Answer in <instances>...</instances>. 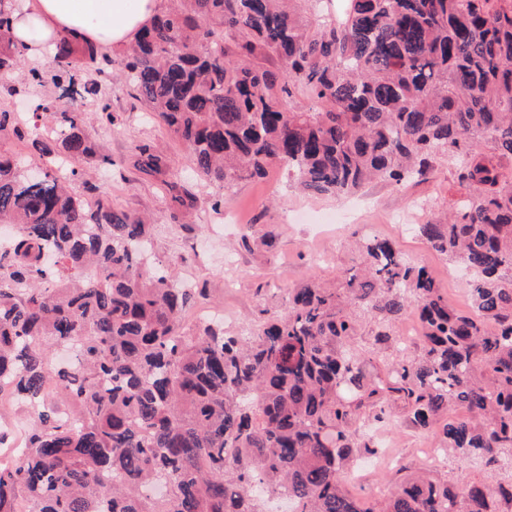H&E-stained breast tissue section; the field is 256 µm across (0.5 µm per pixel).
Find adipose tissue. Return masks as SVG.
Wrapping results in <instances>:
<instances>
[{"mask_svg": "<svg viewBox=\"0 0 512 512\" xmlns=\"http://www.w3.org/2000/svg\"><path fill=\"white\" fill-rule=\"evenodd\" d=\"M162 6L163 0H24L11 36L33 55L69 34L109 54L132 44Z\"/></svg>", "mask_w": 512, "mask_h": 512, "instance_id": "1", "label": "adipose tissue"}]
</instances>
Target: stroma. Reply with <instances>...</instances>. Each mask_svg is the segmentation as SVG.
<instances>
[{"instance_id": "obj_1", "label": "stroma", "mask_w": 512, "mask_h": 512, "mask_svg": "<svg viewBox=\"0 0 512 512\" xmlns=\"http://www.w3.org/2000/svg\"><path fill=\"white\" fill-rule=\"evenodd\" d=\"M110 86L118 122L103 127L91 117L86 126L114 161L113 168L100 170V189L125 209L154 215L155 258L170 264L180 281L206 289L207 304L224 312L225 334L247 335L263 321L265 311L287 312L293 288L312 280L335 283L338 270L356 265V243L368 234L394 239L406 258L433 274L449 303L468 308L465 271L411 229L415 223L445 220L451 200L461 193L447 162L436 163L425 180L402 186L375 180L342 199L298 190L280 165L272 166L264 178L229 188L202 182L192 223L179 226L168 219L162 190L142 180L125 159L134 141L150 140L165 147L175 169L184 173L189 169L186 153L129 96L120 75H113ZM217 200L222 206L216 211L212 204ZM224 254L235 259L232 270L221 264ZM386 431L397 449L395 462L348 481L353 495L388 496L396 471L403 467L427 470L435 480L451 484L512 478L508 464L491 472L481 462L455 455L443 463L429 462L419 448V433L404 426L401 408L392 409Z\"/></svg>"}]
</instances>
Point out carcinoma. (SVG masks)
<instances>
[{
  "instance_id": "obj_1",
  "label": "carcinoma",
  "mask_w": 512,
  "mask_h": 512,
  "mask_svg": "<svg viewBox=\"0 0 512 512\" xmlns=\"http://www.w3.org/2000/svg\"><path fill=\"white\" fill-rule=\"evenodd\" d=\"M346 2L343 16L309 22L301 11L320 0H167L122 54L65 36L46 73L11 38L18 0H0V74L17 78L7 95L50 83L78 103L47 96L27 118L0 106V139L37 153L0 151V226L15 228L0 250V380L34 414L16 462L0 463V512H16L19 498L28 512H263L257 482L286 494L293 512L512 505V479L406 475L369 505L344 486L378 452L361 420L383 423L395 403L462 457L495 465L512 451V8ZM115 71L195 175L226 187L283 163L303 190L340 197L447 160L467 193L446 221L416 231L470 272V310L448 306L427 268L372 235L338 287L296 289L288 312L252 335L226 336L214 321L185 330L181 314L206 289L144 263L150 219L93 181L113 161L81 106L115 124L103 84ZM297 94L311 105L288 107ZM131 162L164 190L170 221L188 223L196 187L168 152L141 141ZM413 307L420 353L390 362L395 326ZM75 341L80 363L52 366L51 348ZM152 483L165 494H145Z\"/></svg>"
}]
</instances>
